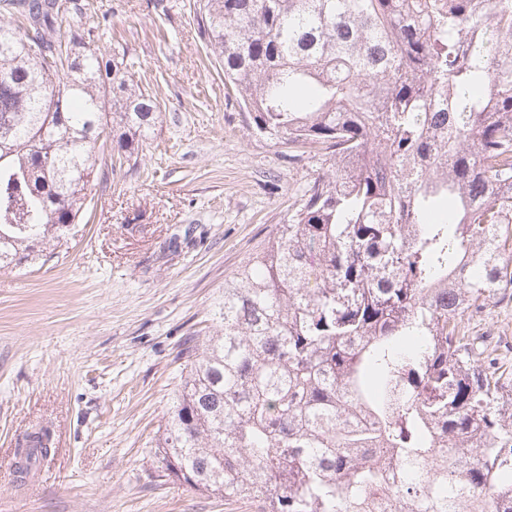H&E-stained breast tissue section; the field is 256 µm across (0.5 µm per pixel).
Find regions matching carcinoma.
<instances>
[{
    "label": "carcinoma",
    "mask_w": 512,
    "mask_h": 512,
    "mask_svg": "<svg viewBox=\"0 0 512 512\" xmlns=\"http://www.w3.org/2000/svg\"><path fill=\"white\" fill-rule=\"evenodd\" d=\"M0 20V270L64 244L157 95L57 0ZM257 134L322 153L187 347L165 470L264 512H512V383L463 317L512 288V0H199ZM369 415L359 424L351 415ZM17 450L28 474L46 433Z\"/></svg>",
    "instance_id": "obj_1"
}]
</instances>
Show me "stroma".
Here are the masks:
<instances>
[{"label":"stroma","instance_id":"obj_1","mask_svg":"<svg viewBox=\"0 0 512 512\" xmlns=\"http://www.w3.org/2000/svg\"><path fill=\"white\" fill-rule=\"evenodd\" d=\"M81 2L98 47L125 51L163 112L137 160L113 166L104 146L67 245L0 270V512H263L165 476L156 441L213 298L326 166L248 127L197 0ZM464 323L512 380V297ZM40 430L51 453L19 479L16 450Z\"/></svg>","mask_w":512,"mask_h":512}]
</instances>
